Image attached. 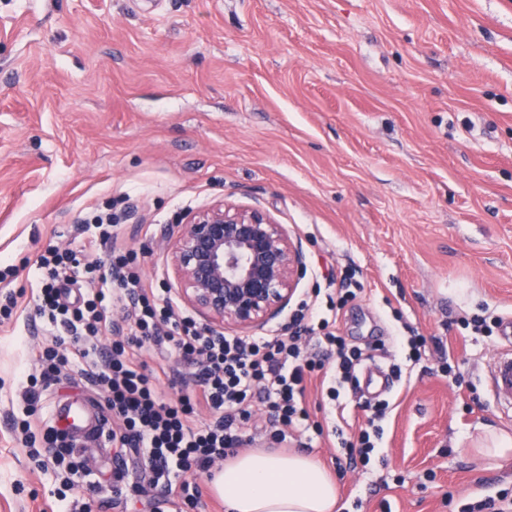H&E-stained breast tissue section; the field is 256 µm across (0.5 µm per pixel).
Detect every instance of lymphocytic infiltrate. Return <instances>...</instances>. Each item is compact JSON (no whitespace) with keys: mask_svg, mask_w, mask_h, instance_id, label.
<instances>
[{"mask_svg":"<svg viewBox=\"0 0 512 512\" xmlns=\"http://www.w3.org/2000/svg\"><path fill=\"white\" fill-rule=\"evenodd\" d=\"M41 286L33 298L34 312L55 333L39 352L40 374L27 375L23 418L14 427L26 440L38 429L36 405L40 379H55L79 364L93 368V382L105 394L107 411L122 423L107 438L115 447L130 449L137 460L142 484L153 488L150 512H183L202 497L193 482L197 473L210 472L216 461L247 443L246 424L253 401L267 414L266 434L276 442L286 437L313 441L322 436L303 405L306 383L312 377L334 381L329 394L340 400L354 390L357 373L382 349L349 345L335 325L340 310L355 299L350 288H339L326 309L301 303L289 333L272 330L264 336H233L209 331L178 312L170 297L147 286L138 272V255L131 252L108 266L84 259L82 251L50 248L37 261ZM90 283L87 292L73 287ZM121 306L128 327L111 348H100L104 333L117 331L111 317ZM166 348L192 368L190 377L170 378L165 368H152L143 350ZM178 387L175 399L161 395L162 385ZM366 422L358 435L341 442L337 471L371 468L383 435L388 401L363 403ZM212 419L200 424L199 411ZM43 449H29L39 468L60 476L57 512H91L90 502L72 499L83 487L90 468L86 459L55 428L43 429Z\"/></svg>","mask_w":512,"mask_h":512,"instance_id":"f902f5d3","label":"lymphocytic infiltrate"}]
</instances>
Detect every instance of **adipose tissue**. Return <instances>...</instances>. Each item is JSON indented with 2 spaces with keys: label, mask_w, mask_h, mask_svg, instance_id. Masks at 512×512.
Listing matches in <instances>:
<instances>
[{
  "label": "adipose tissue",
  "mask_w": 512,
  "mask_h": 512,
  "mask_svg": "<svg viewBox=\"0 0 512 512\" xmlns=\"http://www.w3.org/2000/svg\"><path fill=\"white\" fill-rule=\"evenodd\" d=\"M226 512H337L335 482L311 457L262 450L228 459L212 482Z\"/></svg>",
  "instance_id": "1"
}]
</instances>
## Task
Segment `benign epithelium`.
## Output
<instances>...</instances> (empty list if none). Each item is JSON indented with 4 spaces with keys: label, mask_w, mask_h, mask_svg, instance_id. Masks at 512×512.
I'll return each instance as SVG.
<instances>
[{
    "label": "benign epithelium",
    "mask_w": 512,
    "mask_h": 512,
    "mask_svg": "<svg viewBox=\"0 0 512 512\" xmlns=\"http://www.w3.org/2000/svg\"><path fill=\"white\" fill-rule=\"evenodd\" d=\"M171 287L211 329L252 330L289 305L307 270L300 243L266 211L218 201L170 236Z\"/></svg>",
    "instance_id": "7a95c632"
}]
</instances>
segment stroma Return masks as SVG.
I'll return each instance as SVG.
<instances>
[{
  "instance_id": "obj_1",
  "label": "stroma",
  "mask_w": 512,
  "mask_h": 512,
  "mask_svg": "<svg viewBox=\"0 0 512 512\" xmlns=\"http://www.w3.org/2000/svg\"><path fill=\"white\" fill-rule=\"evenodd\" d=\"M128 197L113 248L141 252L142 278L173 279L167 230L225 199L269 212L301 243L304 298L354 267L362 292L337 328L383 340L398 364L383 465L337 477L340 512H464L512 491V458L473 447L512 436L487 366L499 334L455 318L512 314V0H0V512H48L56 484L11 428L21 380L48 336L32 316L38 254L76 248L81 225ZM428 340L419 363L396 339ZM450 363L456 380L440 370ZM79 365L37 409L80 394L103 406ZM305 406L324 435L309 456L335 471L334 435L353 436L328 388ZM112 445L83 449L93 512H148L118 498ZM454 322L474 334L492 335L493 328L496 329L500 326L501 317L488 313V308H482L481 314L460 316Z\"/></svg>"
}]
</instances>
